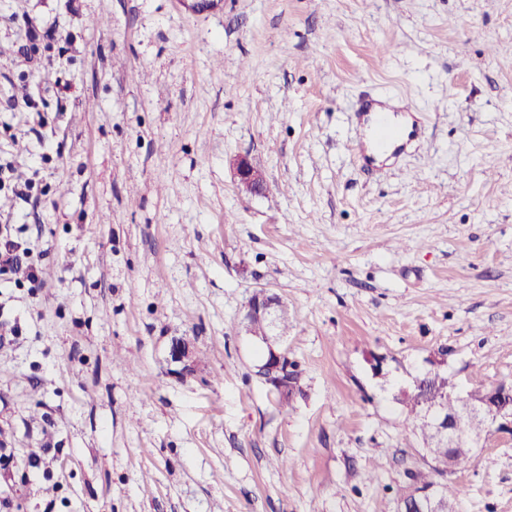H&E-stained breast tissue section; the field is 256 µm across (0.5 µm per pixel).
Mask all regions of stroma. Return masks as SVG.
Returning <instances> with one entry per match:
<instances>
[{"label": "stroma", "instance_id": "1", "mask_svg": "<svg viewBox=\"0 0 512 512\" xmlns=\"http://www.w3.org/2000/svg\"><path fill=\"white\" fill-rule=\"evenodd\" d=\"M506 47L512 0H0V162L36 183L0 224L42 279L0 288V512H397L426 464L401 389L512 383ZM365 98L419 131L371 170ZM260 288L288 405L242 326ZM445 480L512 512V437ZM235 164L240 187L249 193L259 194L262 188V178L257 169L245 156H239Z\"/></svg>", "mask_w": 512, "mask_h": 512}]
</instances>
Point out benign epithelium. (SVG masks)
Instances as JSON below:
<instances>
[{"instance_id":"benign-epithelium-1","label":"benign epithelium","mask_w":512,"mask_h":512,"mask_svg":"<svg viewBox=\"0 0 512 512\" xmlns=\"http://www.w3.org/2000/svg\"><path fill=\"white\" fill-rule=\"evenodd\" d=\"M236 171L239 185L249 193L257 194L262 188V178L257 169L245 156L236 159ZM281 306L279 297L266 289L253 293L247 303L246 320L248 333L256 335L255 328L261 326L262 342L266 344L265 357L258 366L260 376L273 391L283 395L293 388L297 373L288 361L286 351L270 342L267 329L275 321L272 309ZM171 360L181 365L180 372L192 368V351L183 338L173 340ZM422 420L435 428L434 439L438 447L448 450V466H453L456 457L472 454L481 447L483 434L472 431L473 423L486 424V433L507 434L512 437V384L500 383L488 389L486 397L475 401L466 394L458 395L457 406L453 413L448 409H439V402L432 398L423 407ZM399 512H440L436 490H414L400 500Z\"/></svg>"}]
</instances>
